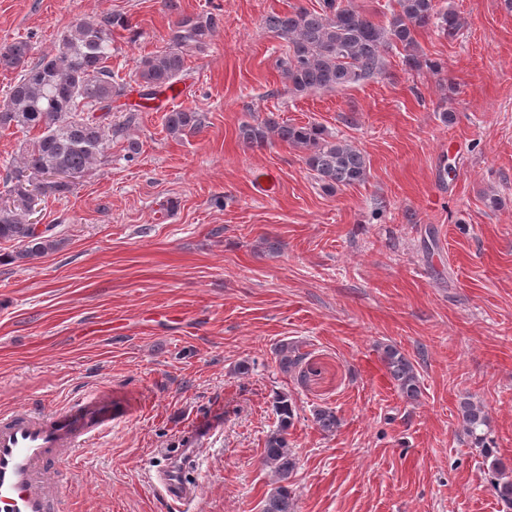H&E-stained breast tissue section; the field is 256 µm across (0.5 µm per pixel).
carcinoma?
Returning <instances> with one entry per match:
<instances>
[{
    "instance_id": "obj_1",
    "label": "carcinoma",
    "mask_w": 512,
    "mask_h": 512,
    "mask_svg": "<svg viewBox=\"0 0 512 512\" xmlns=\"http://www.w3.org/2000/svg\"><path fill=\"white\" fill-rule=\"evenodd\" d=\"M175 20L169 26L165 46L137 59L126 81L112 71V31L130 30L121 14L76 19L62 37L59 49L34 60L27 41H15L0 50V67L19 70L6 98L0 102V129L10 127L36 131L38 136L20 157L16 169L6 175L13 183L10 202L0 204V242L15 251L8 261L36 260L54 250L52 228L38 234L31 221L28 192L40 201L70 193L110 148L112 139L125 134V124L111 118L112 101L126 95L128 82L140 89L141 98L153 100L172 89L186 69L188 53L208 46L219 28L212 14H187L177 0H165ZM386 24L373 21L351 0H322L320 8H298L265 19V28L283 41L279 60L281 76L295 94L328 91L358 84L382 73L385 55L400 50L405 72L424 69L438 74L442 63L425 58L417 49L416 34L433 28L448 39L462 28L459 16L439 9L435 0H396ZM202 115L192 108L165 112L164 127L174 138L197 130ZM239 139L249 147H263L276 139L304 151L308 170L321 188L334 193L367 178L363 153L347 140L326 134L317 123L290 124L274 113L239 127ZM280 370L295 372L305 354L288 343L275 349ZM381 360L404 398L414 401L420 394L417 370L396 346L381 348ZM273 409L276 429L266 439L262 463L272 473L276 487L266 495L261 512H294L288 490L297 458L288 441L295 407L285 394H276ZM458 416L474 448L487 463L488 481L499 502L512 503V475L506 473L489 440V422L484 407L467 397L459 402ZM315 424L325 433L339 427L333 409L313 411Z\"/></svg>"
}]
</instances>
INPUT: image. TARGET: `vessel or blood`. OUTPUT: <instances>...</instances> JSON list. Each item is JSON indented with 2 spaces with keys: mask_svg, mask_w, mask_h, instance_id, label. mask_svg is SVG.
I'll return each mask as SVG.
<instances>
[{
  "mask_svg": "<svg viewBox=\"0 0 512 512\" xmlns=\"http://www.w3.org/2000/svg\"><path fill=\"white\" fill-rule=\"evenodd\" d=\"M113 419L111 400L98 390L60 411H1L0 512H61L66 465L100 447Z\"/></svg>",
  "mask_w": 512,
  "mask_h": 512,
  "instance_id": "obj_1",
  "label": "vessel or blood"
}]
</instances>
